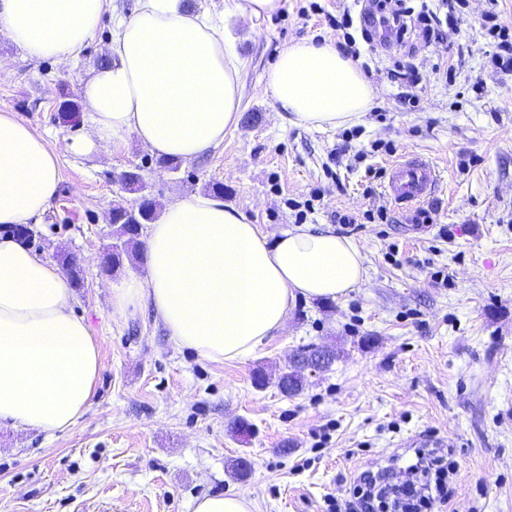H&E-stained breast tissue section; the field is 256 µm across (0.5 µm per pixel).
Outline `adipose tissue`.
<instances>
[{"instance_id":"adipose-tissue-1","label":"adipose tissue","mask_w":512,"mask_h":512,"mask_svg":"<svg viewBox=\"0 0 512 512\" xmlns=\"http://www.w3.org/2000/svg\"><path fill=\"white\" fill-rule=\"evenodd\" d=\"M112 0H0V34L32 60L67 62L97 33ZM221 16L186 0H138L106 45L108 62L82 85L85 131L53 143L0 113V226L29 224L60 186L61 153L86 155L136 140L160 157L194 160L241 117V60ZM262 86L289 123L353 124L375 97L371 81L329 39L282 49ZM145 277L112 291V316L149 303L173 343L214 361H241L283 329L298 298L336 300L359 286L353 240L310 227L264 232L209 194L164 203L146 238ZM100 348L74 311L69 280L20 240L0 238V422L46 432L85 413Z\"/></svg>"}]
</instances>
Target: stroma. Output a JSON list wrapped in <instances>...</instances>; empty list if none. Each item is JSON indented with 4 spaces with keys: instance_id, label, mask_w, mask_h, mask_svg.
<instances>
[{
    "instance_id": "1",
    "label": "stroma",
    "mask_w": 512,
    "mask_h": 512,
    "mask_svg": "<svg viewBox=\"0 0 512 512\" xmlns=\"http://www.w3.org/2000/svg\"><path fill=\"white\" fill-rule=\"evenodd\" d=\"M114 0L94 40L74 62L25 58L0 37V112L56 141L81 120L59 110L79 99L91 69L107 61ZM225 13L224 38L241 59V118L222 145L163 168L129 141L62 154L60 190L37 221L39 253L77 259L75 309L100 345V370L85 414L68 430L0 424V512H193L197 499L244 492L251 512H322L339 476L386 463L403 441L430 434L456 451L455 512H512V73L495 70L487 13L512 28V0H464L447 40L413 54L377 56L380 70L410 61L420 81L401 90L374 78L375 98L356 136L281 118L261 92L266 68L287 45L341 41L328 18L341 0H285L269 19L247 0ZM375 143L391 153L372 152ZM415 155L437 169L428 227L379 197L374 176L392 157ZM140 168L156 202L213 185L225 203L269 232L310 226L339 232L336 212L384 207L387 220L350 232L366 256L363 284L342 300L301 299L283 330L243 361H213L176 348L150 304L112 317V288L146 273V257L105 273L116 241L110 221L119 178ZM453 231L451 238L440 227ZM340 356L286 396L277 377L302 347ZM267 377L265 386L255 373ZM250 463L246 476L235 465Z\"/></svg>"
}]
</instances>
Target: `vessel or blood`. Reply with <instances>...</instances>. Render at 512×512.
<instances>
[{"instance_id":"b4317fda","label":"vessel or blood","mask_w":512,"mask_h":512,"mask_svg":"<svg viewBox=\"0 0 512 512\" xmlns=\"http://www.w3.org/2000/svg\"><path fill=\"white\" fill-rule=\"evenodd\" d=\"M437 184L438 174L431 162L417 156H402L389 163L383 189L391 201L415 212Z\"/></svg>"}]
</instances>
